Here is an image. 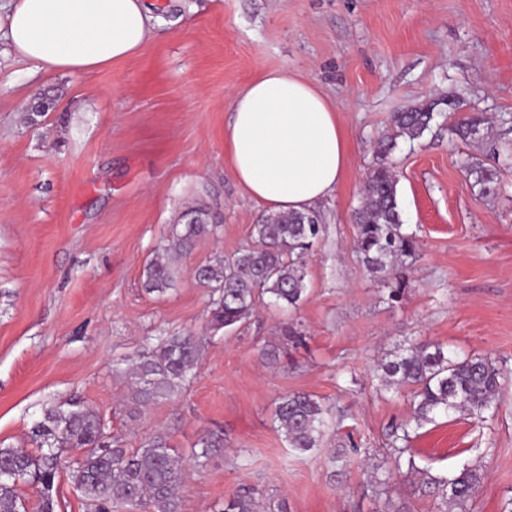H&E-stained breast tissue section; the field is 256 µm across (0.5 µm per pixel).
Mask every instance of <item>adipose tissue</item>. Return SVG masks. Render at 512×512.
Wrapping results in <instances>:
<instances>
[{
	"label": "adipose tissue",
	"mask_w": 512,
	"mask_h": 512,
	"mask_svg": "<svg viewBox=\"0 0 512 512\" xmlns=\"http://www.w3.org/2000/svg\"><path fill=\"white\" fill-rule=\"evenodd\" d=\"M14 51L38 66L91 72L141 51L152 17L143 0H8ZM224 150L237 183L276 211L304 212L329 196L348 161L335 107L307 80L261 73L236 90Z\"/></svg>",
	"instance_id": "1"
}]
</instances>
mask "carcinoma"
<instances>
[{"mask_svg":"<svg viewBox=\"0 0 512 512\" xmlns=\"http://www.w3.org/2000/svg\"><path fill=\"white\" fill-rule=\"evenodd\" d=\"M56 106V98L41 95L39 108L24 113V121L37 126ZM437 102L421 103L406 112H396L392 124L398 137L418 140L431 130ZM483 114L468 112L454 118L449 131L465 142H481L483 152L494 164L479 160L465 162L479 195L496 192L499 167L512 166V140L481 135ZM395 148L390 140L379 146L383 162L367 178L360 205L353 211L357 226L355 248L367 270L381 279L397 278L406 259L415 256L418 241L404 230L397 199V180L384 159ZM174 224L161 250L174 256L190 253L197 241L214 233L215 217L198 204ZM321 227L309 213L280 212L261 218L254 227L255 245L194 269L196 281L210 289L209 324L214 329L230 328L252 315L256 299L267 295L284 308H296L307 290V265L301 260L318 242ZM178 265L170 258L150 261L144 271L146 291L163 293L175 286ZM205 338L193 333H175L143 351L132 366L135 389L129 409L131 417L154 403L181 393L195 375ZM382 385L388 390L411 388L416 425L440 414L466 411L481 415L490 410L503 388V372L485 357H460L438 345L403 344L377 365ZM326 410L314 395L296 392L280 397L274 419L288 447L299 454L321 446ZM410 424L391 431L394 464L407 473L416 471L409 455ZM38 453L17 448H0V512H26L18 494L21 484L36 487L39 512H56L55 482L64 469H72L74 487L94 512H183L180 492L181 458L167 438L156 436L140 448H126L111 435L99 412L81 401L50 405L32 428ZM196 461L204 464L212 452L224 447V434L212 432L198 441ZM482 479L480 469L464 467L449 478L427 477L447 503L466 510ZM220 512H258L257 492L244 491L224 501Z\"/></svg>","mask_w":512,"mask_h":512,"instance_id":"1","label":"carcinoma"}]
</instances>
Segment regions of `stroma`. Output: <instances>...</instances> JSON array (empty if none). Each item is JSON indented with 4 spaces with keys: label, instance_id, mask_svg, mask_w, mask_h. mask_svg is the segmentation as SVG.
I'll use <instances>...</instances> for the list:
<instances>
[{
    "label": "stroma",
    "instance_id": "35a3bbf8",
    "mask_svg": "<svg viewBox=\"0 0 512 512\" xmlns=\"http://www.w3.org/2000/svg\"><path fill=\"white\" fill-rule=\"evenodd\" d=\"M152 35L134 57L93 72L21 59L0 30V447L34 451L49 404L96 408L128 448L164 435L183 458V512H219L251 487L263 512H445L442 499L391 470L389 432L411 416L409 388L376 366L404 343L490 358L503 390L484 417H437L412 435L416 466L445 477L479 466L466 512H512V168L479 197L464 162L478 147L447 125L401 137L397 173L420 249L401 301L363 265L352 213L391 116L464 99L491 133L512 113V0H145ZM284 69L331 101L349 139L336 190L315 203L324 231L298 309L261 299L242 325L211 330L210 292L193 271L251 243L269 206L252 200L224 154L235 89ZM54 110L29 127L37 91ZM394 137V136H393ZM204 203L221 225L179 262L175 288L147 292L143 271L183 211ZM206 339L195 376L136 419L128 364L180 331ZM274 347L276 358L263 350ZM316 395L328 428L306 455L274 421L279 397ZM224 446L197 465L198 440ZM361 448L342 474L335 449Z\"/></svg>",
    "mask_w": 512,
    "mask_h": 512
}]
</instances>
